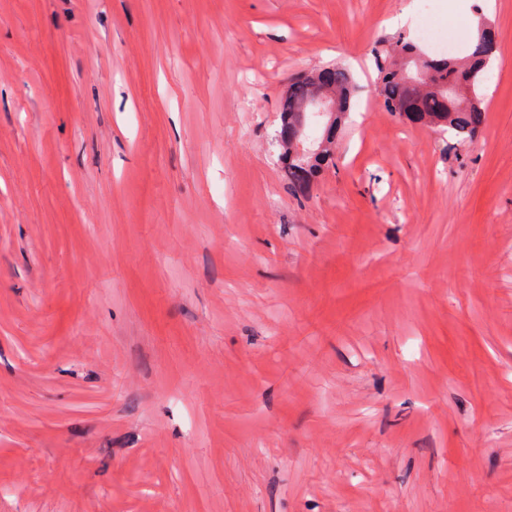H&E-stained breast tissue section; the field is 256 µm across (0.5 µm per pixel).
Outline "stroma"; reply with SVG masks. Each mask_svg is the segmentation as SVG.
<instances>
[{
    "mask_svg": "<svg viewBox=\"0 0 512 512\" xmlns=\"http://www.w3.org/2000/svg\"><path fill=\"white\" fill-rule=\"evenodd\" d=\"M480 15L477 141L387 112ZM0 512H512V0H0ZM327 67V82L334 85V93L336 94V102L330 103L331 94L329 90L316 81L312 96L303 106L301 112H298L296 122V133L292 135L290 144L293 147L294 154L302 158L309 154V145L299 142L298 139L304 129V110L306 105L308 106V112H315L319 117H325L329 119V124L336 122L328 127H324L319 142L326 138L329 146L325 147L318 154H311L304 159L292 160L288 159V156L281 154L283 160L287 163L288 172V184L294 190H306L312 181L320 174V172L329 165H336V153H334L333 145L336 141V132L338 127L341 126L342 115L346 114V118L349 111L350 100L352 96L357 93L360 89L356 83L352 72L344 67H337L331 65ZM336 112L338 116L336 117ZM288 99L280 105L281 129L279 136L288 138V130H293V118L299 106L305 101L306 85L300 79H295L288 88Z\"/></svg>",
    "mask_w": 512,
    "mask_h": 512,
    "instance_id": "stroma-1",
    "label": "stroma"
}]
</instances>
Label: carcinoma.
I'll list each match as a JSON object with an SVG mask.
<instances>
[{"instance_id":"1","label":"carcinoma","mask_w":512,"mask_h":512,"mask_svg":"<svg viewBox=\"0 0 512 512\" xmlns=\"http://www.w3.org/2000/svg\"><path fill=\"white\" fill-rule=\"evenodd\" d=\"M418 48L410 43L397 42L392 51H383L375 56L378 71V87L383 97L386 111H391V103L406 105V111L400 116L409 121L425 126H435L440 131L454 133L466 142L475 140L485 123L484 96L482 87L487 79V72L492 66L496 47L491 39V32L477 38L471 51L465 56V62L458 63L452 59H429L428 67L433 79L453 89L467 92L461 100L454 95H433L410 86L394 71L391 55L402 53L406 56L417 54ZM327 82L334 85L336 94V122L323 129L320 139L328 142V147L317 154L304 159L288 160V184L295 190H306L320 172L329 165H336V153L333 145L336 132L340 127L342 115L348 113L352 96L359 91L352 72L344 67L327 69ZM306 85L297 78L289 86L288 99L280 105L281 129L279 136L288 137L293 130V118L299 106L305 101Z\"/></svg>"}]
</instances>
